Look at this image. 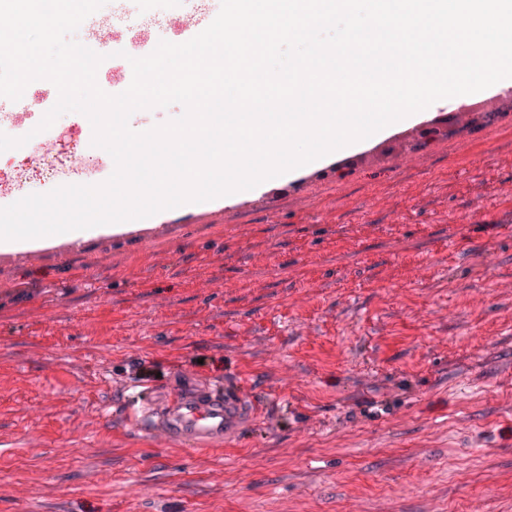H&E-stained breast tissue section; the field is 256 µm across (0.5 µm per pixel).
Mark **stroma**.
<instances>
[{
    "label": "stroma",
    "mask_w": 512,
    "mask_h": 512,
    "mask_svg": "<svg viewBox=\"0 0 512 512\" xmlns=\"http://www.w3.org/2000/svg\"><path fill=\"white\" fill-rule=\"evenodd\" d=\"M466 141L0 256V512H512V114ZM191 379L247 383L235 445L129 426ZM214 211H224V197L164 210L151 217L138 219L137 224H169L175 220H194Z\"/></svg>",
    "instance_id": "obj_1"
}]
</instances>
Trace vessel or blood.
<instances>
[{"label":"vessel or blood","instance_id":"1","mask_svg":"<svg viewBox=\"0 0 512 512\" xmlns=\"http://www.w3.org/2000/svg\"><path fill=\"white\" fill-rule=\"evenodd\" d=\"M130 0H112L108 14H92L83 23L88 45L108 48L112 60V91L126 90L133 78L130 57H143L155 48V32L166 28L174 43H183L204 30L216 17L215 0H170L165 11L141 10L135 23L124 16ZM58 98L55 86L37 80L27 86L20 100L0 96V116L13 122L29 121L32 113L49 111ZM114 171L102 162L94 172L76 167L65 184H99ZM224 208L223 199L188 203L151 216L154 224L193 220ZM130 418L134 427L156 443L205 453L234 444L240 431L257 415L256 404L243 384L225 390L214 384H195L158 390L144 388L131 397Z\"/></svg>","mask_w":512,"mask_h":512}]
</instances>
